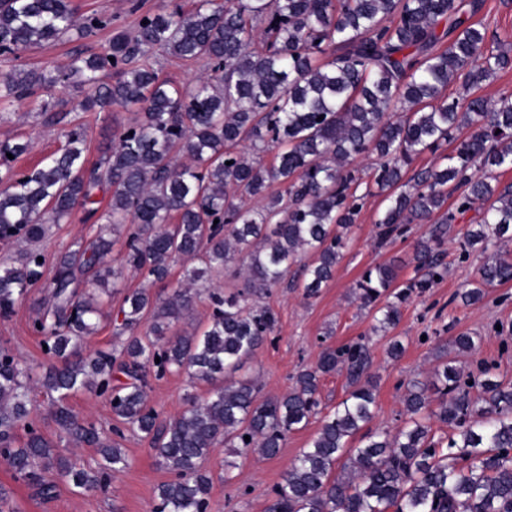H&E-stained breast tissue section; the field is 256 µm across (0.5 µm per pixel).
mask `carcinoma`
Returning a JSON list of instances; mask_svg holds the SVG:
<instances>
[{
	"label": "carcinoma",
	"instance_id": "obj_1",
	"mask_svg": "<svg viewBox=\"0 0 512 512\" xmlns=\"http://www.w3.org/2000/svg\"><path fill=\"white\" fill-rule=\"evenodd\" d=\"M480 8V0L467 11L462 0H195L188 11L162 4L141 14L134 32L116 31L103 53L78 52L63 70L0 73L3 98L78 82L92 89L86 111L139 109L133 122L113 130L111 153L92 166L81 128L24 172L14 160L29 143L0 141V241L40 240L46 225L62 223L79 206L87 221L128 226L124 262L147 280H165L176 257L198 261L183 271L191 284L240 255L247 267L243 289L210 292L202 334L167 337L192 305L189 291L158 302L134 290L116 314V335L127 340L110 352L86 353L84 340L103 314L101 295L112 296L113 241L100 234L77 243L48 280L38 250L0 270V318L30 286L44 280L49 288L32 330L55 363L35 379L0 347V457L36 496L52 499L60 482L103 490L128 466L118 441L79 421L65 403L85 387L110 403L120 424L151 439L158 465L170 474L153 512H208L211 477L202 461L230 448L229 474L250 452L276 457L288 435L318 414L321 379L344 373L349 391L273 488L268 512H512V381L486 362L464 374L443 360L430 376L408 381L405 420L393 432L371 427L377 383L366 339L326 347L282 396L264 397L255 380L233 377L275 327L258 297L280 284L302 253L313 260L302 267L301 286L306 297L316 296L334 276L347 231L377 193L386 201L376 221L381 240L403 235L415 220L434 224L415 242L409 284L398 283L391 263L369 268L356 283L363 305L377 313L376 331L393 328L411 294L443 278L445 236L475 203L483 213L462 248L512 241V185L500 186L497 177L512 170V95H474L512 69V52L472 21ZM111 26L112 17L96 14L76 24L70 0H0V57L17 60ZM155 48L201 62L208 73L182 86L162 79L151 64ZM453 77L462 79L457 97L446 94ZM450 140L451 152L405 178L416 159ZM241 145L255 154L274 151L272 162L247 156ZM174 152L191 163L172 164ZM360 155L375 156L366 178L351 166ZM274 186L267 205L245 206L243 199L264 197ZM509 282L512 256L499 253L460 299L476 304L485 287ZM149 370L157 379L183 372L224 385L201 402L186 396L188 407L164 420L148 405ZM34 382L53 395L61 433L97 448V468L76 467L28 423ZM434 420L451 432L436 435Z\"/></svg>",
	"mask_w": 512,
	"mask_h": 512
}]
</instances>
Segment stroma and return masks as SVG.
<instances>
[{
	"label": "stroma",
	"instance_id": "stroma-1",
	"mask_svg": "<svg viewBox=\"0 0 512 512\" xmlns=\"http://www.w3.org/2000/svg\"><path fill=\"white\" fill-rule=\"evenodd\" d=\"M76 16L106 14L112 16L111 29H103L65 43H50L21 55L18 67L40 69L51 65L66 66L72 52L104 51L111 38L112 28L134 31L136 14L130 12L128 0H72ZM87 88L59 86L49 92L47 99L56 102L65 118L50 122L42 110V99L30 98L10 104L0 103V140L22 138L30 143L28 155L15 167L24 171L44 155L63 145L65 133L72 125H82L87 137V164L99 161L112 147L114 127L132 122L135 112L114 107L107 112H84L79 104ZM382 197L368 198L357 222L349 232V246L336 267L334 278L312 298L295 288L292 280H284L261 298L276 316V328L269 341L239 370V377L260 380L263 393L278 396L287 392L299 371L314 366L322 349L367 338L373 358L372 374L377 388L374 426L395 427L404 413L403 382L428 376L436 365L441 344L461 333L473 336L475 348L461 355L449 351L456 365L472 369L482 360L495 363L500 377L512 380V282L488 287L482 301L463 304L460 293L478 278L479 269L487 256L478 251L463 252L461 243L470 223L479 218L470 211L464 221L452 225L444 250L448 268L443 280L422 294H416L404 304L399 323L385 332L374 331V313L362 307L353 289L362 274L370 267L393 261L399 266L400 281L414 277V245L429 228L428 223L410 224L403 236L380 244L375 225L376 215L383 209ZM100 225L85 222L83 210L60 224L47 227L38 247L46 258L47 267H54L57 258L78 241L95 237ZM189 261L176 259L166 281L146 283L123 260L122 247H114L112 265L118 273L117 290L112 296L113 307H120L127 291L148 288L151 295L167 299L176 288L182 287V273ZM245 282L239 264L228 266L212 281L193 287L194 302L183 319L170 330L179 336L203 331L210 320L212 308L208 298L213 287L235 290ZM48 293L44 283L31 286L8 319H0V346L9 348L25 365L40 369L48 363L40 336L31 325L39 309L46 303ZM402 341L405 351L398 360H390L386 349L391 340ZM213 386L204 381L190 382L186 374H170L154 381L149 400L162 417L181 413L186 406V394L197 399L208 397ZM68 404L78 419L91 422L104 434H111L115 420L107 400L94 392L83 390L71 395ZM31 416L37 428L54 440L61 454L80 464H93L99 459L96 448L77 447L61 438L51 410L50 398L42 388L32 392ZM321 422L311 419L302 431L289 436L277 457L266 459L250 453L240 457V467L233 480L224 478V449H217L204 462L212 484L208 512H267L272 488L280 482L301 448L318 431ZM129 459L128 467L113 476L106 492L79 493L67 484H60L55 499L45 502L35 496L33 489L16 479L8 461L0 458V484L11 491V501L17 512H152L159 484L170 475L155 463L151 442L142 434L125 431L121 441Z\"/></svg>",
	"mask_w": 512,
	"mask_h": 512
}]
</instances>
